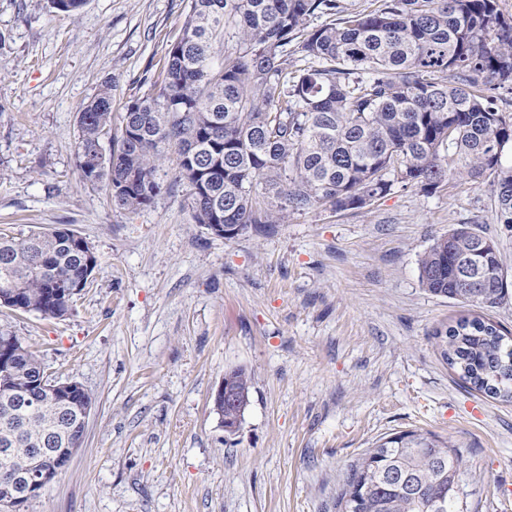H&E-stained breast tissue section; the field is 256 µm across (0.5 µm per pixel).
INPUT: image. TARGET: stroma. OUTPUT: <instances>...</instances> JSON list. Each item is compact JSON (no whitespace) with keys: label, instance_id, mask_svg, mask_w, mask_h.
Instances as JSON below:
<instances>
[{"label":"stroma","instance_id":"35a3bbf8","mask_svg":"<svg viewBox=\"0 0 512 512\" xmlns=\"http://www.w3.org/2000/svg\"><path fill=\"white\" fill-rule=\"evenodd\" d=\"M188 0H0V231L63 224L99 265L72 312L0 308V334L94 394L81 447L20 512H336L351 464L381 438L458 448L470 512H512V403L471 390L434 331L478 314L512 332V297L478 308L428 292L418 257L465 224L512 233L488 183L395 185L358 210L309 211L227 240L183 196L128 213L76 168L77 113L105 80L112 117L161 81ZM251 376L235 435L212 393Z\"/></svg>","mask_w":512,"mask_h":512}]
</instances>
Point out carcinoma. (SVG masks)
Instances as JSON below:
<instances>
[{
    "mask_svg": "<svg viewBox=\"0 0 512 512\" xmlns=\"http://www.w3.org/2000/svg\"><path fill=\"white\" fill-rule=\"evenodd\" d=\"M87 0H50L79 14ZM326 17L309 27L312 17ZM243 45L214 64L227 30ZM512 83V18L498 0H376L349 12L339 0H189L182 37L170 44L163 78L128 102L110 160L84 170V150L112 135V81L77 116L76 167L84 184L105 186L115 208L136 212L180 187L194 223L282 224L290 213L364 208L395 184L431 193L451 176L486 180L497 223L512 229V119L492 91ZM179 156L173 181L157 177ZM264 186L265 194L257 192ZM97 260L68 228L14 237L0 233V307L44 318L72 310L71 285ZM420 280L436 296L495 308L512 288L497 241L462 225L418 259ZM441 358L486 396L512 401V347L493 323L462 317L435 330ZM0 506L10 475L29 449L51 462L82 442L81 409L95 396L78 384L53 398L40 355L16 336H0ZM249 402L251 377L225 372ZM23 391L38 398L31 410ZM454 445L406 431L380 440L352 464L338 512H469Z\"/></svg>",
    "mask_w": 512,
    "mask_h": 512,
    "instance_id": "1",
    "label": "carcinoma"
}]
</instances>
